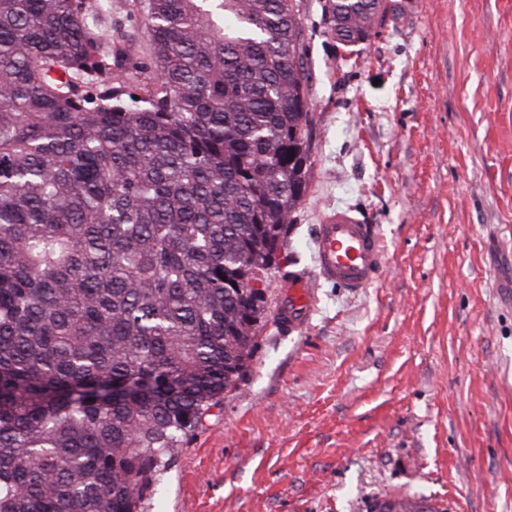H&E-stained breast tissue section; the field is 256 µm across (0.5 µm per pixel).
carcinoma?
Returning <instances> with one entry per match:
<instances>
[{"label":"carcinoma","instance_id":"cac0c4a2","mask_svg":"<svg viewBox=\"0 0 512 512\" xmlns=\"http://www.w3.org/2000/svg\"><path fill=\"white\" fill-rule=\"evenodd\" d=\"M139 5L132 63L105 0H0V512H142L242 377L310 181L295 0ZM387 10L330 0V30Z\"/></svg>","mask_w":512,"mask_h":512}]
</instances>
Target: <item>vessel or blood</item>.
<instances>
[{
    "label": "vessel or blood",
    "mask_w": 512,
    "mask_h": 512,
    "mask_svg": "<svg viewBox=\"0 0 512 512\" xmlns=\"http://www.w3.org/2000/svg\"><path fill=\"white\" fill-rule=\"evenodd\" d=\"M313 269L290 270L282 282L275 320L288 333L302 331L317 304L316 282L357 292L378 281L386 256L376 225L351 209L326 212L316 226Z\"/></svg>",
    "instance_id": "b4317fda"
}]
</instances>
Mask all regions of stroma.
Here are the masks:
<instances>
[{"mask_svg":"<svg viewBox=\"0 0 512 512\" xmlns=\"http://www.w3.org/2000/svg\"><path fill=\"white\" fill-rule=\"evenodd\" d=\"M328 2L297 0L313 170L252 356L145 512H512V0H393L351 52ZM105 23L149 56L139 0ZM336 207L379 225L385 269L358 293L319 282L284 335L280 273L312 267ZM404 500H375L369 504L367 512H441L424 500L403 503ZM379 511H374L375 509Z\"/></svg>","mask_w":512,"mask_h":512,"instance_id":"stroma-1","label":"stroma"}]
</instances>
